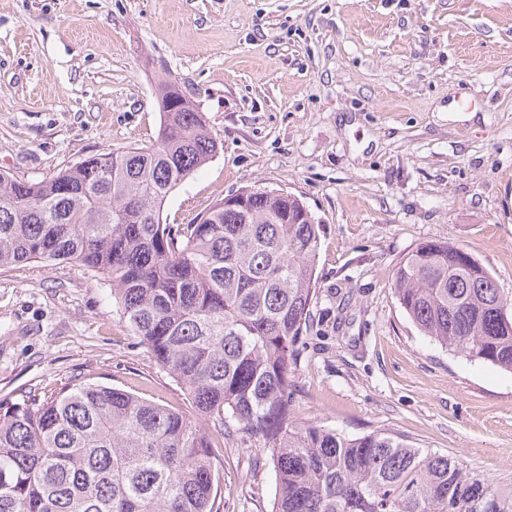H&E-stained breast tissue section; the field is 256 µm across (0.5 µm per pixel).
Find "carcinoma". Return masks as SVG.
<instances>
[{
  "label": "carcinoma",
  "instance_id": "cac0c4a2",
  "mask_svg": "<svg viewBox=\"0 0 512 512\" xmlns=\"http://www.w3.org/2000/svg\"><path fill=\"white\" fill-rule=\"evenodd\" d=\"M148 145L109 149L38 182L0 173V269L72 261L107 276L116 312L211 428L118 388L81 382L0 402V512H218L210 430L257 439L273 512H512V482L373 431L293 422L292 375L316 295L319 222L257 189L163 224L175 188L221 148L171 80ZM395 290L442 347L512 372V295L450 241L418 244Z\"/></svg>",
  "mask_w": 512,
  "mask_h": 512
}]
</instances>
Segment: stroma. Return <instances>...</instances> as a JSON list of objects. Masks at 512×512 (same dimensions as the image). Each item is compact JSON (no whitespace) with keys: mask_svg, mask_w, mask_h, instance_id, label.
<instances>
[{"mask_svg":"<svg viewBox=\"0 0 512 512\" xmlns=\"http://www.w3.org/2000/svg\"><path fill=\"white\" fill-rule=\"evenodd\" d=\"M166 80L222 148L164 223L258 188L320 222L292 420L512 479V372L424 336L394 285L409 251L447 240L512 293V0H0V172L40 181L154 141ZM79 381L195 415L103 275L0 270V401ZM214 445L219 512H271L256 439Z\"/></svg>","mask_w":512,"mask_h":512,"instance_id":"obj_1","label":"stroma"}]
</instances>
